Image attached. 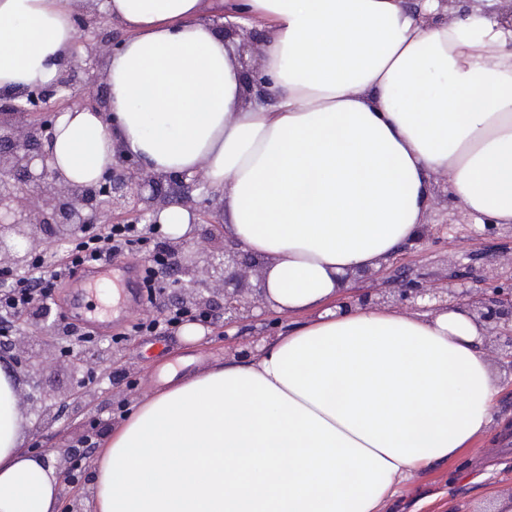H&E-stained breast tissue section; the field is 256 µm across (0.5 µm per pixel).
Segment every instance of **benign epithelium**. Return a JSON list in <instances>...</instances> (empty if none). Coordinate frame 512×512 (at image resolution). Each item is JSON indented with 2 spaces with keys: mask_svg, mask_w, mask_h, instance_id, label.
I'll list each match as a JSON object with an SVG mask.
<instances>
[{
  "mask_svg": "<svg viewBox=\"0 0 512 512\" xmlns=\"http://www.w3.org/2000/svg\"><path fill=\"white\" fill-rule=\"evenodd\" d=\"M76 23L107 54L121 43L107 29L106 19L97 13L83 12ZM105 87L106 73L100 68V58L89 51L84 56L72 55L54 85L0 93V272L13 274L32 266L42 255L38 249L39 231L59 242L78 236L92 224H113L119 216L122 224L144 225L148 236L160 223V213L177 203L191 214L190 231L160 243L166 258L162 266L163 293L172 296L179 308L196 314L195 323L203 326L213 323L217 312L224 317L226 327L254 319L256 308L271 313L263 275L266 261H256L237 244L225 246L219 254L212 250L213 241L224 232L223 225L209 218L218 208V194L208 187L203 172L190 179L184 175L162 178L152 172H140L139 162L118 154L98 184L79 186L50 166L45 146L52 140L58 113L73 103L94 112L110 111ZM166 183L177 188L178 198L173 201L163 195ZM198 189L202 190L201 197L195 198L192 192ZM253 266L259 267V272L256 284L251 286L246 277L247 269ZM388 269L385 263L377 270L359 268L348 273L344 282L375 283ZM208 281L222 283V301L202 294L201 285ZM246 292L254 294V298H245ZM356 301L362 307L405 305L427 310L462 305L485 328L484 346L493 350L507 346L512 364V287L507 292L479 297L466 288L453 291L445 275L426 287L370 288L357 294ZM9 327L10 332L19 335L34 327L38 334L54 341L59 335L57 324L49 321V312L44 309L32 317L26 313L10 317ZM503 336L507 338L504 344ZM0 359L9 362L15 372L25 366L10 337L0 340ZM95 401V390L84 384L65 396L63 406L74 415ZM82 450L80 445L34 447V453L45 460L58 453V470L77 487L85 483V479L77 481L74 477Z\"/></svg>",
  "mask_w": 512,
  "mask_h": 512,
  "instance_id": "1",
  "label": "benign epithelium"
}]
</instances>
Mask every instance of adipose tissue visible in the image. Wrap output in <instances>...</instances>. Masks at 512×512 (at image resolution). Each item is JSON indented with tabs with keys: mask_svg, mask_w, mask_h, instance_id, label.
Masks as SVG:
<instances>
[{
	"mask_svg": "<svg viewBox=\"0 0 512 512\" xmlns=\"http://www.w3.org/2000/svg\"><path fill=\"white\" fill-rule=\"evenodd\" d=\"M87 6L0 0V89L54 84ZM97 8L128 34L106 61L110 110H62L53 167L87 186L118 152L162 177L204 171L225 236L268 259L274 311L316 317L138 405L93 462V512H374L481 434L501 392L465 310L338 300L349 271L415 236L433 176L475 223L512 224L502 0L452 22L440 0H225V22L264 32L273 104L244 102L238 42L202 22L204 0ZM26 426L0 366V512H59Z\"/></svg>",
	"mask_w": 512,
	"mask_h": 512,
	"instance_id": "obj_1",
	"label": "adipose tissue"
}]
</instances>
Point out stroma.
<instances>
[{
  "instance_id": "obj_1",
  "label": "stroma",
  "mask_w": 512,
  "mask_h": 512,
  "mask_svg": "<svg viewBox=\"0 0 512 512\" xmlns=\"http://www.w3.org/2000/svg\"><path fill=\"white\" fill-rule=\"evenodd\" d=\"M424 221L430 226V236L396 256L397 264L413 276L429 282L446 271L472 288L488 260H496L502 269L512 268V229L470 223L450 197L446 176L433 178V196ZM142 315V308H128L124 322L114 326L112 333L97 335L96 345L112 348L119 361L104 374L96 362H89L98 403L68 421L54 420L53 401L76 386L78 374L52 343L41 338L18 339L17 348L28 361L20 385L21 407L32 422L28 441L48 446L76 444L92 423L99 441H106L112 427L131 408L164 389L168 370L184 377L229 362L244 363L253 352L254 340L274 341L309 319L305 313L279 315L272 321H249L229 329L219 323L208 328L201 340L189 343L177 330L165 336L129 335L130 326ZM491 364L502 391L485 432L459 455L416 473L394 497L382 501L376 512H503L502 502H512V363L495 358ZM44 392L52 393V401L32 404V397Z\"/></svg>"
}]
</instances>
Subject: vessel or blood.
Instances as JSON below:
<instances>
[{
    "mask_svg": "<svg viewBox=\"0 0 512 512\" xmlns=\"http://www.w3.org/2000/svg\"><path fill=\"white\" fill-rule=\"evenodd\" d=\"M109 281L116 286L119 298L117 303L107 309L105 315L95 313L83 315L82 320L97 332L108 331L112 322L123 320L130 305L128 296L138 287L140 279L137 268L128 262L114 261L96 263L80 268L67 283L75 304H82L102 281Z\"/></svg>",
    "mask_w": 512,
    "mask_h": 512,
    "instance_id": "obj_1",
    "label": "vessel or blood"
}]
</instances>
